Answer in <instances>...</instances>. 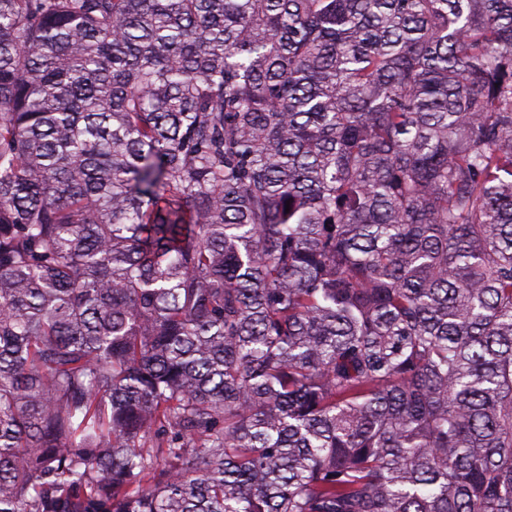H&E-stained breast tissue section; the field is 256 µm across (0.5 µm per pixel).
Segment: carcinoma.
<instances>
[{"label":"carcinoma","mask_w":512,"mask_h":512,"mask_svg":"<svg viewBox=\"0 0 512 512\" xmlns=\"http://www.w3.org/2000/svg\"><path fill=\"white\" fill-rule=\"evenodd\" d=\"M0 512H512V0H0Z\"/></svg>","instance_id":"carcinoma-1"}]
</instances>
